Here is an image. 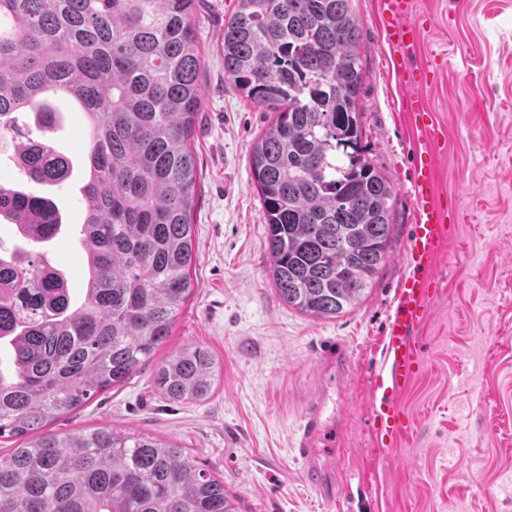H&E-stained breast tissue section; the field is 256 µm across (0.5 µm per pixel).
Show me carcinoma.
Segmentation results:
<instances>
[{"instance_id":"obj_1","label":"carcinoma","mask_w":512,"mask_h":512,"mask_svg":"<svg viewBox=\"0 0 512 512\" xmlns=\"http://www.w3.org/2000/svg\"><path fill=\"white\" fill-rule=\"evenodd\" d=\"M198 0H0V152L59 186L49 97L86 119L89 169L74 304L66 275L23 247L0 251V512H243L181 446L43 424L129 380L171 336L192 289V147L203 50ZM353 0H235L224 75L273 118L250 161L282 302L314 317L356 306L391 249L394 188L362 146L361 21ZM30 244L61 233L54 200L0 184V224ZM216 362L188 344L155 369L170 402H205Z\"/></svg>"}]
</instances>
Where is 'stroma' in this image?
I'll use <instances>...</instances> for the list:
<instances>
[{
    "label": "stroma",
    "instance_id": "35a3bbf8",
    "mask_svg": "<svg viewBox=\"0 0 512 512\" xmlns=\"http://www.w3.org/2000/svg\"><path fill=\"white\" fill-rule=\"evenodd\" d=\"M233 5L199 0L195 16L205 60L192 292L153 361L48 431L114 428L181 445L223 476L244 512H512L504 492L512 482V0H413L425 25L410 49L385 40L380 0H353L362 22V144L394 188L393 222L390 256L372 288L334 319L289 308L272 285L250 163L271 115L224 76V19ZM403 65L442 70L417 93L445 127L435 154L438 189L457 217L435 265L437 296L416 333L421 369L396 396L409 425L388 448L369 422L378 392L371 371L385 360V322L412 272V176L422 145L403 110ZM55 105L63 114L56 139L77 178L88 167L83 117L68 101ZM76 178L52 190L67 227L45 252L79 289L86 268ZM332 341L348 346V377L318 372ZM193 343L220 360L214 393L202 403L167 402L154 386L156 364ZM318 394L324 438L343 450L340 476L352 483L351 496L332 510L304 480L296 455Z\"/></svg>",
    "mask_w": 512,
    "mask_h": 512
}]
</instances>
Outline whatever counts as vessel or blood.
I'll return each instance as SVG.
<instances>
[{"label": "vessel or blood", "mask_w": 512, "mask_h": 512, "mask_svg": "<svg viewBox=\"0 0 512 512\" xmlns=\"http://www.w3.org/2000/svg\"><path fill=\"white\" fill-rule=\"evenodd\" d=\"M390 18L386 33L390 41L402 43L412 31L409 26L398 23V15L407 13L409 0H387ZM437 176L431 152L417 154L412 188L419 204V215L415 224L412 242V274L404 281L393 313L385 331L384 342L387 361L375 375L377 383L386 384L388 396L373 404L370 420L380 439H391L407 424L400 413L394 395L417 374L421 364V347L413 338L433 298L428 271L432 270L438 248V232L446 223L448 214L434 201ZM349 361L348 349L338 342L329 343L324 351L321 367L323 370L345 368ZM322 402L314 400L302 427L298 455L306 482L329 505L347 497L352 486L337 480L335 466H323L317 461V445L322 437Z\"/></svg>", "instance_id": "b4317fda"}]
</instances>
